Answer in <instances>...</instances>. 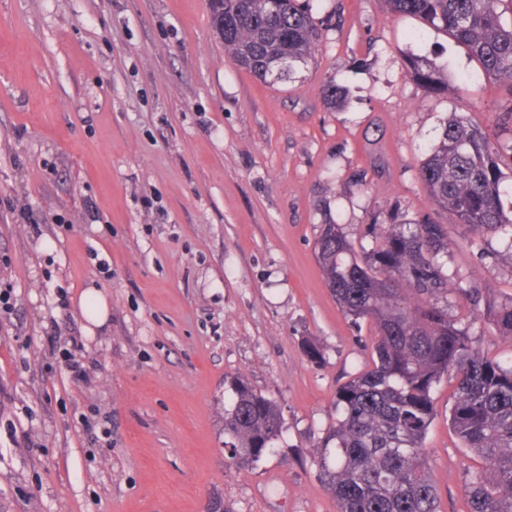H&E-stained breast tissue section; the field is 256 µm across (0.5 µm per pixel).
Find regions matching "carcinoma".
<instances>
[{
    "mask_svg": "<svg viewBox=\"0 0 512 512\" xmlns=\"http://www.w3.org/2000/svg\"><path fill=\"white\" fill-rule=\"evenodd\" d=\"M394 16H409L465 44L484 74L512 97V23L503 5L512 0H383ZM213 25L224 23V54L260 80L286 82L315 61L323 30L310 0H220ZM412 81L442 91L436 60L409 59ZM345 95L336 79L322 88L325 104ZM512 152V137H490L461 116L443 123L420 168L434 204L452 214L464 234L500 236L512 252V208L502 195L497 158ZM370 248L356 251L336 224L319 235L318 259L328 288L354 322L376 329L371 367L336 390V419L313 450L323 488L339 512H438L424 439L434 419L433 391L443 377L456 379L448 424L483 461L468 475L467 512H512V359L492 358L473 345L474 321L448 307L419 305L427 296L466 294L458 274L444 271L447 227L430 217L412 224H370ZM483 317L512 336V299L494 301ZM224 447L238 464L259 462L283 432L279 405L242 376L228 382Z\"/></svg>",
    "mask_w": 512,
    "mask_h": 512,
    "instance_id": "cac0c4a2",
    "label": "carcinoma"
}]
</instances>
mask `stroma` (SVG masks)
<instances>
[{
    "instance_id": "1",
    "label": "stroma",
    "mask_w": 512,
    "mask_h": 512,
    "mask_svg": "<svg viewBox=\"0 0 512 512\" xmlns=\"http://www.w3.org/2000/svg\"><path fill=\"white\" fill-rule=\"evenodd\" d=\"M310 6L316 60L272 86L225 57L208 0H0V287L14 288L0 312V512H338L312 451L337 388L371 362L374 326L325 284V224L357 246L369 224L431 215L469 291L449 313L512 298V251L461 243L419 174L443 122L495 132L512 96L382 0ZM414 54L443 67L447 90L410 79ZM332 78L347 88L333 110L320 94ZM91 288L108 307L94 329ZM238 375L283 414L252 466L224 447V382ZM455 386H436L424 441L439 512H466L481 465L448 425Z\"/></svg>"
}]
</instances>
